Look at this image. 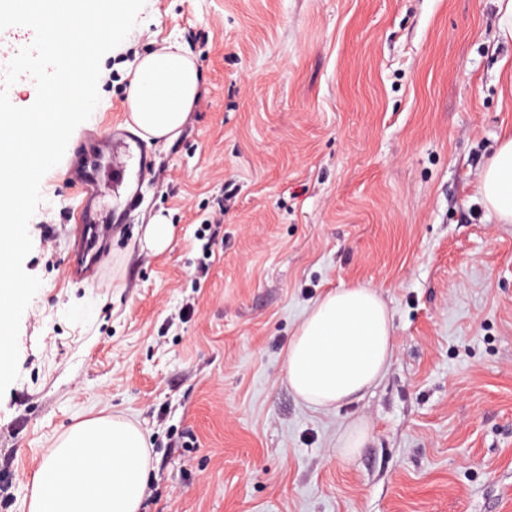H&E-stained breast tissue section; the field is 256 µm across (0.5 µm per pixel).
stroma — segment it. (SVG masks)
Here are the masks:
<instances>
[{"instance_id": "obj_1", "label": "stroma", "mask_w": 512, "mask_h": 512, "mask_svg": "<svg viewBox=\"0 0 512 512\" xmlns=\"http://www.w3.org/2000/svg\"><path fill=\"white\" fill-rule=\"evenodd\" d=\"M176 40L197 101L176 139L147 141L127 65ZM98 91L74 135L117 120L130 144L121 182L95 160L112 241L95 282L67 281L66 150L29 223L42 285L0 397V512H27L56 440L112 413L150 441L141 512H512V224L477 193L512 130L496 0H146ZM351 285L381 291L394 357L360 399L316 411L285 381L288 342ZM353 419L369 437L346 461ZM172 234L171 224L166 223L162 218H158L146 228L145 238L148 247L152 250H163ZM368 436L367 426L361 420L352 421L344 426L338 434L336 448L338 454L348 459L362 448Z\"/></svg>"}]
</instances>
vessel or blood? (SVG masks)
Instances as JSON below:
<instances>
[{
    "mask_svg": "<svg viewBox=\"0 0 512 512\" xmlns=\"http://www.w3.org/2000/svg\"><path fill=\"white\" fill-rule=\"evenodd\" d=\"M69 181L80 197L79 210L74 218L75 243L71 270L74 276L81 277L85 274L89 251L111 241L112 227L100 222L97 217L98 201L102 196L98 179L81 168L70 175Z\"/></svg>",
    "mask_w": 512,
    "mask_h": 512,
    "instance_id": "obj_1",
    "label": "vessel or blood"
}]
</instances>
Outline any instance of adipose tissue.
<instances>
[{
    "instance_id": "ef3b65f1",
    "label": "adipose tissue",
    "mask_w": 512,
    "mask_h": 512,
    "mask_svg": "<svg viewBox=\"0 0 512 512\" xmlns=\"http://www.w3.org/2000/svg\"><path fill=\"white\" fill-rule=\"evenodd\" d=\"M127 96L142 138L172 142L194 108L199 70L178 42L135 57ZM479 192L498 221L512 224V131L485 164ZM394 355L392 317L380 291L339 288L308 309L288 345L285 378L303 404L331 410L387 373ZM82 449L73 457L72 445ZM152 465L144 433L120 416L85 419L66 431L34 474L28 512H139Z\"/></svg>"
}]
</instances>
